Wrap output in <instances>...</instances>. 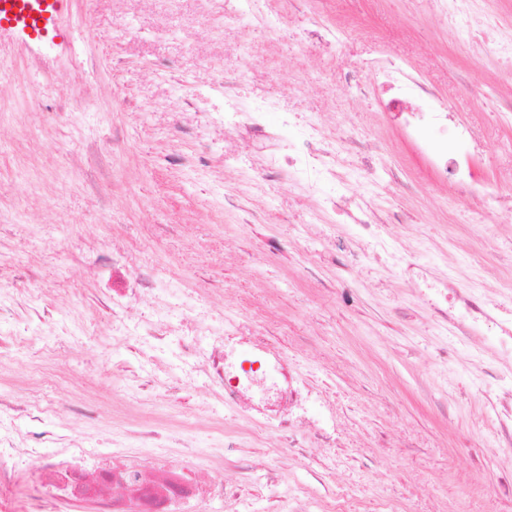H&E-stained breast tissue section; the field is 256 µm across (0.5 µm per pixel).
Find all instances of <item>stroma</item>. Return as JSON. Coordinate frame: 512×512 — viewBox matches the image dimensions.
I'll return each mask as SVG.
<instances>
[{"label":"stroma","mask_w":512,"mask_h":512,"mask_svg":"<svg viewBox=\"0 0 512 512\" xmlns=\"http://www.w3.org/2000/svg\"><path fill=\"white\" fill-rule=\"evenodd\" d=\"M381 55L445 96L512 84V63L473 51L439 0H256L244 18L236 0H63L45 36L0 29V427L24 432L34 399L79 447L112 451L148 417L167 464L227 473L224 498L181 512H293L335 493L346 512H512V494L483 490L512 478L493 423L512 356L460 335L444 298L397 269L510 322L512 221L484 241L373 94H354L349 75ZM232 101L267 105L274 126L289 113L282 157L322 127L349 190L412 219L378 225L368 259L338 268L335 183L259 178L265 150L224 134ZM460 107L487 169L511 172L512 129L482 101ZM340 119L371 153L337 140ZM118 248L122 269L90 270ZM29 335L51 352L10 342ZM258 338L299 375L303 452L281 447L276 420L226 406L203 369L215 340L238 355Z\"/></svg>","instance_id":"obj_1"}]
</instances>
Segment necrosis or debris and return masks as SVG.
<instances>
[{"mask_svg": "<svg viewBox=\"0 0 512 512\" xmlns=\"http://www.w3.org/2000/svg\"><path fill=\"white\" fill-rule=\"evenodd\" d=\"M377 83V98L386 109L397 111L404 131L417 137V148L426 157L439 186L452 189L463 198L478 201L477 221L493 224L498 206L512 197V180L489 181L478 170L480 140L474 127L456 112L452 102L440 99L432 86L395 60L381 56L371 64ZM302 147L290 166L311 187H319L329 171L331 154L317 143L314 132H303ZM240 374L228 372L223 352H214L209 367L212 386L223 389L227 400H237L242 380H253L274 367L277 384L264 404L287 410L297 395V376L278 357L262 349L249 352ZM47 409L32 406L25 416L36 438L53 443L50 452L38 448H16L0 439V512H66L74 504L87 512H176L184 502L201 503L223 497V472L209 477L189 475L166 467L154 471L121 457L97 460L85 448L62 447V439L48 427ZM35 458L44 482L32 491L21 489L22 463Z\"/></svg>", "mask_w": 512, "mask_h": 512, "instance_id": "obj_1", "label": "necrosis or debris"}]
</instances>
